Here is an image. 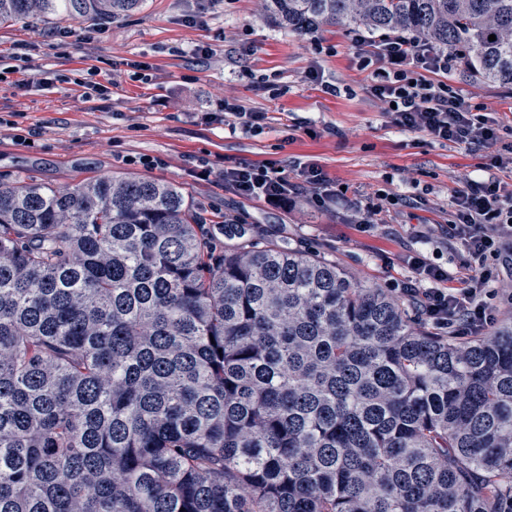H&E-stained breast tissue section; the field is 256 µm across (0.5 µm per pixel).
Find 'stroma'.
I'll list each match as a JSON object with an SVG mask.
<instances>
[{
    "mask_svg": "<svg viewBox=\"0 0 512 512\" xmlns=\"http://www.w3.org/2000/svg\"><path fill=\"white\" fill-rule=\"evenodd\" d=\"M261 0H143L120 19L88 21L66 15L0 25V115L19 113L18 128L0 126V182L21 178L64 187L93 177L137 175L179 183L205 219L216 247L232 217L252 238L303 249L336 262L351 277L403 296L413 273L405 258L419 251L458 272L456 241L416 242L421 224H444L453 191L465 177H488L494 150L439 143L393 126L368 92L353 59L348 32H287L261 15ZM210 55L195 56L196 48ZM150 65L152 79L135 64ZM109 92L86 101L78 85L89 67ZM318 69L335 84L324 93L307 74ZM470 104L496 109L512 98L505 88L448 75ZM223 89L248 109L268 113L255 136H232L211 90ZM34 133V145L17 138ZM143 156L164 159L147 168ZM313 162L333 181L336 201L317 210L304 198L288 207L243 199L216 179H201L199 159ZM383 189L398 199L387 224L359 232L349 201L365 206Z\"/></svg>",
    "mask_w": 512,
    "mask_h": 512,
    "instance_id": "35a3bbf8",
    "label": "stroma"
}]
</instances>
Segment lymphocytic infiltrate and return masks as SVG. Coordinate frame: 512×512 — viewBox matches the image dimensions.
<instances>
[{
    "label": "lymphocytic infiltrate",
    "instance_id": "f902f5d3",
    "mask_svg": "<svg viewBox=\"0 0 512 512\" xmlns=\"http://www.w3.org/2000/svg\"><path fill=\"white\" fill-rule=\"evenodd\" d=\"M353 44L360 67L368 72V90L387 107L394 126L470 148L497 143L500 122L494 110L479 111L448 85L455 60L447 51L398 34L377 41L357 35ZM218 175L226 190L267 203L284 205L304 193L319 209L335 197L326 173L314 163L287 172L275 161H241L222 167ZM447 234L466 257L465 276L455 277L416 253L408 258L415 281L406 293L433 325L475 336L495 322L492 285L499 268L512 264V250L506 248L512 239V191L495 176L463 179L454 192Z\"/></svg>",
    "mask_w": 512,
    "mask_h": 512
}]
</instances>
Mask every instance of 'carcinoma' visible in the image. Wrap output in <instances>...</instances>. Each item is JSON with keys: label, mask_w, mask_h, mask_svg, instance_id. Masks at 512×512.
Returning <instances> with one entry per match:
<instances>
[{"label": "carcinoma", "mask_w": 512, "mask_h": 512, "mask_svg": "<svg viewBox=\"0 0 512 512\" xmlns=\"http://www.w3.org/2000/svg\"><path fill=\"white\" fill-rule=\"evenodd\" d=\"M142 2L0 0V24ZM261 8L512 87V0ZM234 235L216 253L169 181L0 184V512H512V320L421 329L336 263Z\"/></svg>", "instance_id": "carcinoma-1"}]
</instances>
